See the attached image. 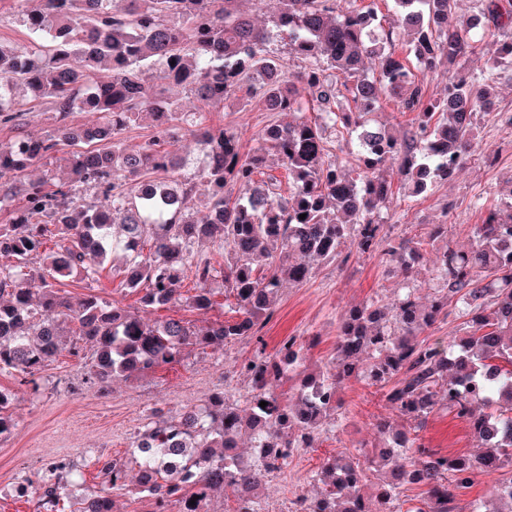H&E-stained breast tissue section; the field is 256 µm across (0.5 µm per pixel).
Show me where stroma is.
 Segmentation results:
<instances>
[{
    "label": "stroma",
    "mask_w": 512,
    "mask_h": 512,
    "mask_svg": "<svg viewBox=\"0 0 512 512\" xmlns=\"http://www.w3.org/2000/svg\"><path fill=\"white\" fill-rule=\"evenodd\" d=\"M497 41V36L488 37L482 54L468 63L478 79H495L498 96L491 114L481 120V135L466 165L427 195L395 193L383 213L392 234L411 237L426 225L444 224L455 245L468 246L473 225L481 223L486 210L497 204L500 186L512 177V125L507 122L512 116V75L494 76L486 67ZM212 115L236 128L248 151L261 147L260 134L266 125L289 120L288 114L251 110L236 100L213 108ZM212 286L216 304L209 311L181 304L149 308L141 316L148 322L172 317L195 325L231 318L221 280H213ZM398 288L397 278L389 274V260L380 252L352 255L342 267L319 265L307 282L283 285L275 311L261 330L266 350L274 352L284 337L294 336L309 343V364H325L333 353L337 318L360 303H389ZM255 352V343L247 338L221 351L195 349L180 362L116 381L104 392L85 384V360L66 352L41 372L39 390L0 374V391L12 397L16 422L12 433L0 439V512H35L34 502L16 497L13 487L57 462L76 464V482L99 488L94 458L122 456L149 409L176 413L220 390L227 397L239 398L250 383L240 376L238 365ZM340 397L344 413L324 425L317 446L299 451L286 469L270 477L266 502L277 512H287L296 496L317 492L313 477L323 459L358 454L360 444L374 443L377 420L395 417L382 396L364 382L349 381ZM421 435L428 448L443 454L477 450L466 425L445 412L431 416Z\"/></svg>",
    "instance_id": "obj_1"
}]
</instances>
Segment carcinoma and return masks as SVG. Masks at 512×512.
Wrapping results in <instances>:
<instances>
[{"label":"carcinoma","instance_id":"carcinoma-1","mask_svg":"<svg viewBox=\"0 0 512 512\" xmlns=\"http://www.w3.org/2000/svg\"><path fill=\"white\" fill-rule=\"evenodd\" d=\"M36 2L17 15L32 38L29 50L0 41V126H18L28 97L48 100L56 122L44 136L0 143V214H7L0 224V374L38 386L37 375L63 351L65 324L75 339L70 354L92 350L88 382L99 387L177 363L190 348L217 350L243 338L258 346L239 365L251 383L242 399L231 402L221 391L183 412L151 410L124 457L97 460L100 490L72 494L69 462L24 480L22 494L35 499L36 512H64L65 501L70 512H113L105 491L126 489L131 471L142 512H206L226 486L249 488L251 509L259 510L268 478L294 452L315 447L324 424L342 414L337 393L352 379L385 389L408 429L383 419L379 448L360 459L327 458L314 475L320 491L296 500L301 512H392L400 488L413 485L420 493L406 512H512V186L473 226L464 250L446 241V224L393 238L380 219L394 179L419 197L463 166L493 91L465 63L495 29L504 40L490 67L512 72V0H475L467 25L458 22V0H392L408 36L402 58L377 7L356 0H278L269 26L252 23L239 0ZM279 40L298 69L280 63L272 48ZM145 66L206 103L236 99L295 115L261 133L286 172L289 197H281V180L261 177L263 153L244 151L238 132L147 84ZM417 67L448 70L444 97L427 96ZM101 68L110 79L97 78ZM385 98L414 114L401 135L374 119ZM75 112L99 121L72 126ZM144 115L156 133L131 150L120 135ZM184 132L203 146L207 162L179 180L168 144ZM332 135L355 149L356 167L336 162ZM62 151L67 180L25 176ZM149 174L159 179L147 183V193L138 180ZM83 186L97 202H82ZM348 239L360 254L385 245L401 293L390 304L349 308L336 324L332 357L317 370L306 368L307 348L295 336L265 355L259 333L282 281L302 284L322 262L347 264ZM203 240L224 249L230 319L195 327L169 317L150 325L91 291L73 300L60 295L59 278L74 271L98 280L112 249L123 254L114 272L141 293V306L180 301L190 272L197 288L189 303L210 310L215 268L195 250ZM40 257L45 263L35 270ZM424 270L436 288L427 303L415 296ZM33 274L37 296L27 288ZM452 306L464 334L449 350L424 334ZM293 378L296 393L277 391ZM440 411L466 423L479 452L442 455L422 442L418 432ZM12 415L11 399L0 392L1 437L14 427ZM368 463L379 476L370 494L362 491ZM483 473L497 475L493 495L465 501Z\"/></svg>","mask_w":512,"mask_h":512}]
</instances>
